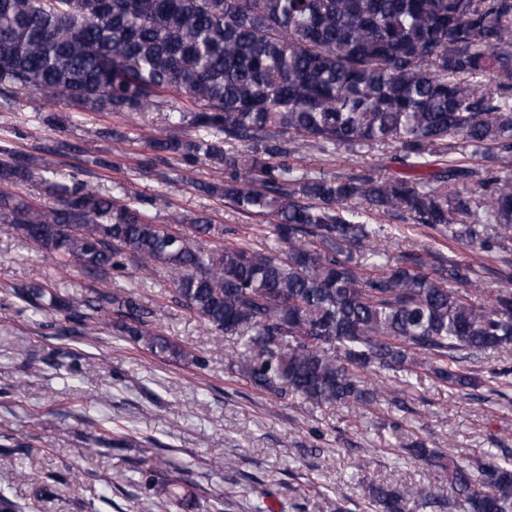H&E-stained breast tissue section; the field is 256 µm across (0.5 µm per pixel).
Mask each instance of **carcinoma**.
Masks as SVG:
<instances>
[{"label": "carcinoma", "mask_w": 512, "mask_h": 512, "mask_svg": "<svg viewBox=\"0 0 512 512\" xmlns=\"http://www.w3.org/2000/svg\"><path fill=\"white\" fill-rule=\"evenodd\" d=\"M0 93L57 96L86 112L185 97L194 110L177 124L194 134L152 138V164H222L224 181L199 190L276 219L258 246L206 216L190 219V238L155 223L149 201L117 204L82 183L48 184L57 201L43 208L14 188L50 161L0 144V224L100 284L83 300L14 288L42 328L63 313L73 328L62 335L108 325L156 357L203 365L159 333L135 292L111 288L130 264L174 274L175 304L245 340L229 369L310 411L374 405L384 391L366 371L424 370L465 389L478 382L468 359L512 355V181L470 166L487 151L512 157V0H0ZM304 142L394 143L413 176H313L297 156ZM373 216L497 253L503 286L488 291L486 267L417 243L386 258ZM224 235L223 246L209 242ZM404 453L445 474L451 495L376 486V512H512V450L466 462L415 440ZM143 478L149 512L202 500L209 512L244 508L181 476Z\"/></svg>", "instance_id": "obj_1"}]
</instances>
